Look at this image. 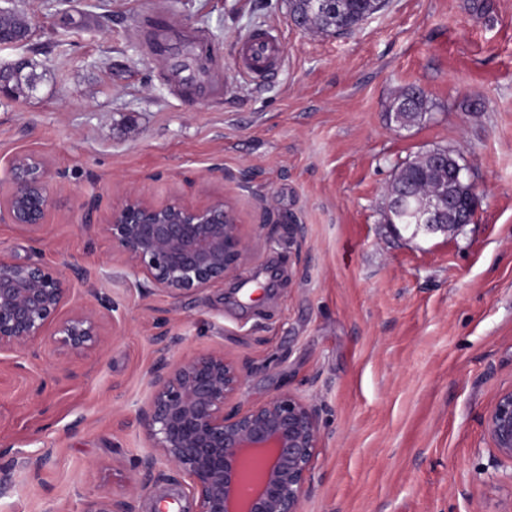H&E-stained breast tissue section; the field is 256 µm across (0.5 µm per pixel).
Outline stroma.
<instances>
[{
	"mask_svg": "<svg viewBox=\"0 0 512 512\" xmlns=\"http://www.w3.org/2000/svg\"><path fill=\"white\" fill-rule=\"evenodd\" d=\"M489 3L387 0L332 35L296 27L288 0H0L30 26L0 63L24 56L40 76L32 95L0 98V194L17 154L54 173L45 223H0V252L62 271L77 304L99 292L121 316L103 317L97 353L0 355V512H83L87 496L130 492L163 328L182 349L244 360V403L281 388L317 403L301 512H512L485 429L512 388V0ZM156 11L207 34L223 98L183 94L148 49ZM259 29L283 47L268 81L237 66ZM412 85L431 118L400 131L387 108ZM436 147L454 150L480 202L472 223L415 237L385 222L386 189ZM132 188L232 200L249 260L181 302L142 296L100 228ZM45 448L32 478L24 462Z\"/></svg>",
	"mask_w": 512,
	"mask_h": 512,
	"instance_id": "35a3bbf8",
	"label": "stroma"
}]
</instances>
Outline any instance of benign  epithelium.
Masks as SVG:
<instances>
[{"instance_id": "1", "label": "benign epithelium", "mask_w": 512, "mask_h": 512, "mask_svg": "<svg viewBox=\"0 0 512 512\" xmlns=\"http://www.w3.org/2000/svg\"><path fill=\"white\" fill-rule=\"evenodd\" d=\"M22 60L0 64V96H11ZM13 191L0 198V221L23 228L44 223L50 206L49 169L35 154L12 158ZM448 191L418 199L413 235L446 234L473 221L477 205L448 223ZM112 255L143 276L144 296L162 292L179 301L236 276L251 254L234 204L222 197L203 205L158 203L129 191L102 224ZM71 300L65 275L42 264L0 254V354L37 356L47 341L76 354L102 347L100 317ZM158 357L150 393L137 411L151 451L136 462L144 492L160 481L189 491L194 512H301L321 434L317 404L291 390L244 405L239 394L246 363L222 352H175L176 337H155ZM486 429L502 459L512 462V389L501 393ZM84 512H137L134 498L98 495Z\"/></svg>"}]
</instances>
